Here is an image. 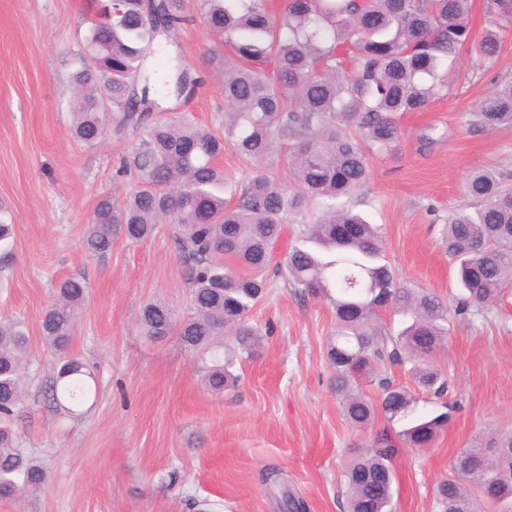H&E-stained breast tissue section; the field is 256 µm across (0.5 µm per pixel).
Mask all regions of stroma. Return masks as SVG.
<instances>
[{
	"instance_id": "stroma-1",
	"label": "stroma",
	"mask_w": 512,
	"mask_h": 512,
	"mask_svg": "<svg viewBox=\"0 0 512 512\" xmlns=\"http://www.w3.org/2000/svg\"><path fill=\"white\" fill-rule=\"evenodd\" d=\"M99 3L0 0V202L13 226L0 247V318L21 322L28 336L25 394L8 426L48 474L40 492L0 501V512H195L202 499L215 512H278L279 492L263 480L270 468L309 512H344L345 466L373 433L349 424L330 385L331 306L301 295L279 270L313 213L290 217L275 245L267 291L250 314L270 332L243 356L237 387L220 395L176 336L150 339L138 325L152 299L189 311L188 270L168 226L138 243L116 239L102 255L86 248L94 209L127 186L117 171L141 137L132 128L88 146L71 136L68 87ZM174 10L181 23L146 60L157 102L147 120L186 116L223 133L224 92L208 63L215 43L200 2L174 0ZM179 67L200 79L191 98L173 92ZM442 75L446 90L401 117L397 149L371 158L348 205L383 226L384 259L403 286L452 305L460 291L442 230L450 213L476 206L468 174L491 169L512 186V127L471 123L496 80L512 75V37L492 67L469 45ZM69 277L89 288L73 354L92 374V393L73 414L48 399L57 366L40 325ZM435 364L452 419L431 447H404L394 459L396 512H437L434 487L456 454L512 431V285L454 318Z\"/></svg>"
}]
</instances>
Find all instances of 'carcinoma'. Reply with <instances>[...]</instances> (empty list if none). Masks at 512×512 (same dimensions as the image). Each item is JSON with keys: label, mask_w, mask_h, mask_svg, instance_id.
<instances>
[{"label": "carcinoma", "mask_w": 512, "mask_h": 512, "mask_svg": "<svg viewBox=\"0 0 512 512\" xmlns=\"http://www.w3.org/2000/svg\"><path fill=\"white\" fill-rule=\"evenodd\" d=\"M497 18L478 36L470 26L472 0H287L273 14L269 0H200L201 16L219 47L209 64L223 76L224 136L183 117L145 124L136 105L148 103L143 63L157 38L182 18L170 0H114L112 14L96 21L72 78L74 137L95 145L126 129H143L139 146L125 161L137 186L116 201L96 205L86 233L90 252L104 254L121 237L139 242L159 224L170 225L188 269L189 313L177 319L161 301L142 306L139 324L150 338L175 333L198 357L202 380L213 393L237 384L236 351L224 346L233 335L247 351L261 332L249 314L266 288L263 273L288 216L306 208L321 211L306 224L302 244L284 261L287 276L303 296L330 301L336 333L328 339L331 386L355 428L383 418L374 447L361 451L345 470L346 512H395L391 462L401 445L427 448L450 413L413 415L417 397L378 373L410 365L417 387L441 397L446 389L435 367L444 347L452 310L439 296L415 292L380 262L382 227L346 207L369 177L368 157L395 151L401 139L396 116L420 112L444 88L439 70L459 49L476 42L494 64L512 32V0H494ZM107 104L108 113L100 111ZM492 130L512 126V78L505 77L474 113ZM293 140L286 160L288 182L263 164L274 144ZM231 147L255 166L241 184L237 203L224 198V170L215 160ZM466 194L480 202L472 213L448 215L443 241L459 260L464 307H484L512 280V188L491 170L473 171ZM341 224H357V235L339 236ZM248 271L239 276L228 265ZM85 282L59 281L41 321L42 337L61 363L49 386L54 404L71 412L89 398L92 374L71 354L83 307ZM392 309L407 317L396 335L375 325ZM27 344L22 326L0 319V418L11 416L23 391L19 366ZM375 385L378 398L361 384ZM43 466L0 427V499L15 500L41 490ZM440 512H481V505L512 507V432L489 448H465L448 478L434 489ZM281 512H304L302 499L280 489Z\"/></svg>", "instance_id": "cac0c4a2"}]
</instances>
